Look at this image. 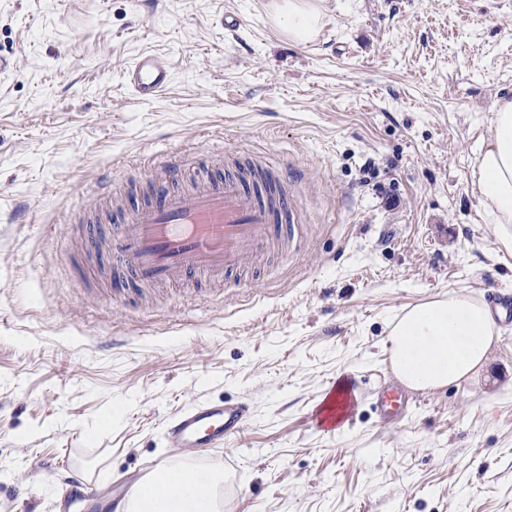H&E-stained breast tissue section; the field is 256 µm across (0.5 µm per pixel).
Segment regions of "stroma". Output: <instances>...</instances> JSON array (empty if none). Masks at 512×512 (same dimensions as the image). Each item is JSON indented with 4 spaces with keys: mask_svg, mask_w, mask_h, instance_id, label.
<instances>
[{
    "mask_svg": "<svg viewBox=\"0 0 512 512\" xmlns=\"http://www.w3.org/2000/svg\"><path fill=\"white\" fill-rule=\"evenodd\" d=\"M277 0H0V512H117L147 472L223 470V512H512V320L474 380L370 407L386 341L453 292L512 301V251L473 185L512 96V0H321L299 44ZM236 20L225 28V20ZM157 55L171 82L123 73ZM275 161L295 247L227 288H111L78 212L113 170L182 153ZM353 392L347 426L319 400ZM248 399L222 449L170 416ZM127 80L141 99L151 100L169 85L171 71L157 56L143 53L133 60ZM409 399L399 389H394L386 394L378 395L372 401V408L382 419H389L402 415L408 408Z\"/></svg>",
    "mask_w": 512,
    "mask_h": 512,
    "instance_id": "obj_1",
    "label": "stroma"
}]
</instances>
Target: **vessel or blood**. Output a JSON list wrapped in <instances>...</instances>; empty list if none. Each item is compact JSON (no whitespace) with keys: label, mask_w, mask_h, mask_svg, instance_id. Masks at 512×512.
<instances>
[{"label":"vessel or blood","mask_w":512,"mask_h":512,"mask_svg":"<svg viewBox=\"0 0 512 512\" xmlns=\"http://www.w3.org/2000/svg\"><path fill=\"white\" fill-rule=\"evenodd\" d=\"M127 80L144 100L156 98L171 80L157 56L138 55ZM201 181L188 191L153 181L152 196L113 223L105 239L112 268L142 283H179L197 275L217 280L232 276L249 257L286 241L300 210L266 158L241 157L218 168L199 159ZM372 408L383 419L405 413L408 399L394 389L375 397ZM249 407L237 403L207 407L196 403L173 417L168 430L181 448L216 445L236 437L247 424Z\"/></svg>","instance_id":"obj_1"}]
</instances>
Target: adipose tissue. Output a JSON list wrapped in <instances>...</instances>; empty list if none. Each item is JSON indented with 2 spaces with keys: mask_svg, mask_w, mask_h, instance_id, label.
<instances>
[{
  "mask_svg": "<svg viewBox=\"0 0 512 512\" xmlns=\"http://www.w3.org/2000/svg\"><path fill=\"white\" fill-rule=\"evenodd\" d=\"M279 11L290 39L310 40L320 20L318 0H281ZM478 187L500 244L512 249V98H499L491 132L477 157ZM497 325L490 308L469 295L452 293L413 306L389 336L391 367L416 391H433L470 380L485 366ZM223 475L201 476L182 462L146 474L132 490L126 512H219L216 488Z\"/></svg>",
  "mask_w": 512,
  "mask_h": 512,
  "instance_id": "ef3b65f1",
  "label": "adipose tissue"
}]
</instances>
